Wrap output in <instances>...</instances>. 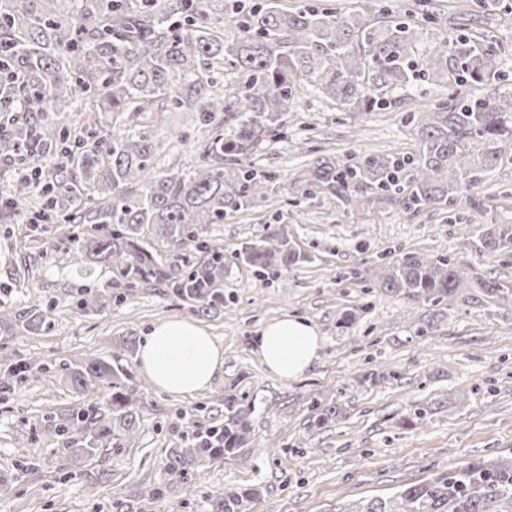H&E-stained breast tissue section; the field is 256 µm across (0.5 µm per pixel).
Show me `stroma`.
Segmentation results:
<instances>
[{
	"label": "stroma",
	"mask_w": 512,
	"mask_h": 512,
	"mask_svg": "<svg viewBox=\"0 0 512 512\" xmlns=\"http://www.w3.org/2000/svg\"><path fill=\"white\" fill-rule=\"evenodd\" d=\"M479 12L473 28L502 46L501 74L479 94L512 90V0ZM443 87L419 77L395 93L390 107L370 114L339 111L304 91L288 115L290 144L261 147L251 161L285 173L269 198L208 226V236L238 249L263 239L271 227L311 256L310 262L266 280L246 266L224 279L231 303L202 317L177 306L159 286L136 290L111 313L84 318L67 309L79 284L73 255H42L25 241L31 193L9 220L0 221V309L29 302L49 308L52 327L39 336L0 341L40 370L23 386L0 389V477L16 481L0 512H98V504L128 500L137 512H200L216 489L259 486L254 512H350L359 502L395 496L404 487L447 472L460 462L512 457V308L432 307L388 295L376 269L380 254L400 259L456 252L482 224L512 223V156L478 186L482 211L433 205L412 215L395 206L353 211L320 196L291 205L288 182L315 155L346 161L350 151L410 153L416 131L409 112L433 105ZM164 143V168L188 169L208 128L178 112H160L150 125ZM291 314L316 325L323 338L319 359L304 375L284 381L258 351L256 332ZM187 320L204 329L224 353V369L200 391L170 395L149 386L136 441L81 459L63 444L36 437L44 416L83 402L48 363L90 354L123 356L122 339ZM375 381H365V374ZM254 401L250 447L232 459L196 466L186 482L160 499L144 493L162 478L166 451L180 442L185 422L205 428L224 416L229 388ZM340 406L341 414L310 432L304 421L313 399ZM424 419H416L418 410ZM30 463L27 471L19 462ZM74 471L58 481L61 468ZM95 497H88V488Z\"/></svg>",
	"instance_id": "stroma-1"
}]
</instances>
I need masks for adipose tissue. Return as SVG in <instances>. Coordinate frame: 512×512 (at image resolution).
<instances>
[{"mask_svg": "<svg viewBox=\"0 0 512 512\" xmlns=\"http://www.w3.org/2000/svg\"><path fill=\"white\" fill-rule=\"evenodd\" d=\"M256 341L268 368L285 381L309 371L323 343L316 326L292 315L265 324ZM140 362L158 388L185 396L213 380L224 366V354L197 325L171 320L154 329L141 349Z\"/></svg>", "mask_w": 512, "mask_h": 512, "instance_id": "obj_1", "label": "adipose tissue"}]
</instances>
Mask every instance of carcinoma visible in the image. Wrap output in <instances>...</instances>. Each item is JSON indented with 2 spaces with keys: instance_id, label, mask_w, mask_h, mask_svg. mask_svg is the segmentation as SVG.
<instances>
[{
  "instance_id": "cac0c4a2",
  "label": "carcinoma",
  "mask_w": 512,
  "mask_h": 512,
  "mask_svg": "<svg viewBox=\"0 0 512 512\" xmlns=\"http://www.w3.org/2000/svg\"><path fill=\"white\" fill-rule=\"evenodd\" d=\"M239 16L227 33L211 19L216 9ZM392 5L376 13L290 7L264 0L243 11L237 0H0V59L10 80L0 83V112H37L41 120L17 129L6 155L34 144L55 158L54 176L44 184L42 209L29 228L41 252L62 251L85 266L115 272L111 290L80 285L68 300L83 317L100 316L147 285L194 314L224 309V244L203 228L268 198L277 174L262 171L250 157L263 144L288 138V112L309 86L342 112H374L391 105L389 95L417 76L444 86L448 97L410 113L418 148L406 154L356 153L347 163L315 156L291 182L292 194L329 195L353 210L397 205L418 213L431 205L453 208L468 202L481 209L471 189L512 156V91L492 98L463 96L460 88L482 86L499 74L500 49L467 32L446 31L437 10L423 14L439 42L422 52L421 25ZM235 81L224 83V68ZM191 112L211 127L202 156L189 171H162L160 145L144 124L153 110ZM36 179L15 175L0 188V214L26 201ZM55 225L44 235L40 224ZM512 251V224H486L451 255L405 256L382 268L380 286L394 296L438 306H512V283L481 276L472 262ZM233 258L263 275L310 262L287 233L272 230ZM52 325L34 304L0 316V337L37 335ZM84 357L59 362L61 378L87 407L46 419L45 434L68 450L95 456L103 440L125 439L140 429L148 400L132 360ZM35 362L14 353L0 356V385L12 388L32 376ZM255 407L235 393L224 394V420L183 432L168 450L159 496L185 483L203 461L231 459L251 443ZM336 407L310 405V431L337 416ZM256 488L213 490L205 512H254ZM351 512H512V458L473 461L412 485L388 499L368 500Z\"/></svg>"
}]
</instances>
